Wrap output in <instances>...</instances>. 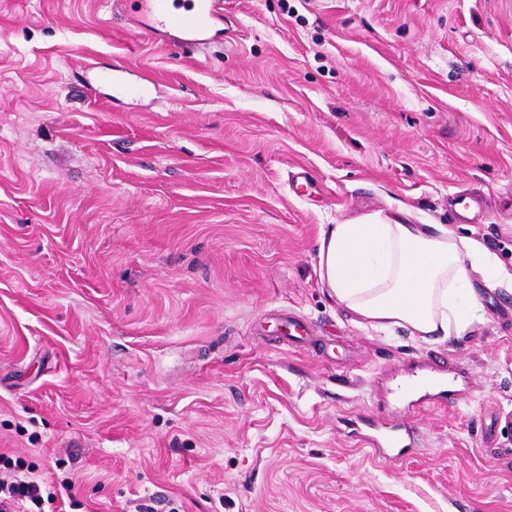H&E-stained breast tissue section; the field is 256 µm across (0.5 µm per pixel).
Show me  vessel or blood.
Listing matches in <instances>:
<instances>
[{
	"label": "vessel or blood",
	"instance_id": "vessel-or-blood-1",
	"mask_svg": "<svg viewBox=\"0 0 512 512\" xmlns=\"http://www.w3.org/2000/svg\"><path fill=\"white\" fill-rule=\"evenodd\" d=\"M112 7L131 15L144 33L170 37L182 47L201 50L224 38L223 0H112ZM93 79L126 97L141 98L151 92L144 82L126 81L121 68L94 72ZM412 438V427L404 426L372 437L370 444L375 457L391 462L395 449L404 448Z\"/></svg>",
	"mask_w": 512,
	"mask_h": 512
}]
</instances>
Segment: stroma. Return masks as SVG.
<instances>
[{
	"instance_id": "obj_1",
	"label": "stroma",
	"mask_w": 512,
	"mask_h": 512,
	"mask_svg": "<svg viewBox=\"0 0 512 512\" xmlns=\"http://www.w3.org/2000/svg\"><path fill=\"white\" fill-rule=\"evenodd\" d=\"M224 15L189 54L109 0H0V452L70 481L44 512H512V292L477 283L483 321L426 344L317 273L326 225L400 209L512 268V0ZM430 373L453 409L396 398ZM407 424L419 449L375 458ZM125 74L126 70L121 68L97 71L93 73V80L96 83L112 85L113 90L126 97L141 98L151 93L150 85L142 81L128 82ZM413 433L412 426H404L392 433L372 437L369 444L372 446L373 455L382 461L393 462L404 447L410 446L414 442ZM406 440L409 441L408 444ZM395 448H400L397 454H393Z\"/></svg>"
}]
</instances>
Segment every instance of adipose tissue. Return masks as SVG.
I'll use <instances>...</instances> for the list:
<instances>
[{
  "mask_svg": "<svg viewBox=\"0 0 512 512\" xmlns=\"http://www.w3.org/2000/svg\"><path fill=\"white\" fill-rule=\"evenodd\" d=\"M318 273L329 297L359 325L400 327L426 343L464 333L484 317L473 275L512 288V270L447 224H410L375 213L325 229Z\"/></svg>",
  "mask_w": 512,
  "mask_h": 512,
  "instance_id": "ef3b65f1",
  "label": "adipose tissue"
}]
</instances>
